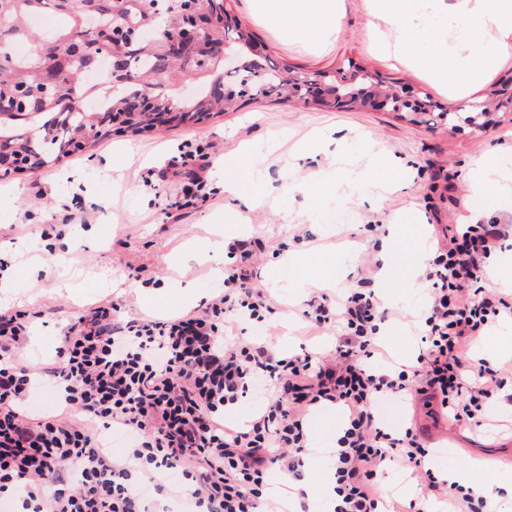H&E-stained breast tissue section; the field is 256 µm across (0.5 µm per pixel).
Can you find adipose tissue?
<instances>
[{"label":"adipose tissue","mask_w":512,"mask_h":512,"mask_svg":"<svg viewBox=\"0 0 512 512\" xmlns=\"http://www.w3.org/2000/svg\"><path fill=\"white\" fill-rule=\"evenodd\" d=\"M254 5L284 23L290 39L332 33L340 19L337 0H254ZM368 7L402 25L395 42L379 45L387 57L424 70L432 82L448 84L461 99L484 86L489 64L512 50V0H457L455 11L464 23L456 55L449 54L445 36L430 33L427 22L410 21L408 0H368ZM488 29L500 35L495 45L481 43Z\"/></svg>","instance_id":"adipose-tissue-1"}]
</instances>
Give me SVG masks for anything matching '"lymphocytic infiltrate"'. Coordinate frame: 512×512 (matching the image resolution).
<instances>
[{"instance_id":"f902f5d3","label":"lymphocytic infiltrate","mask_w":512,"mask_h":512,"mask_svg":"<svg viewBox=\"0 0 512 512\" xmlns=\"http://www.w3.org/2000/svg\"><path fill=\"white\" fill-rule=\"evenodd\" d=\"M511 239V224L449 225L423 275L422 349L410 367L370 364L389 315L370 266L355 288L312 297L302 312L314 326L335 330V360L227 339L226 319L261 323L277 312L251 285L249 240L229 244L239 260L225 268L223 292L200 309L122 323L120 304H99L71 320L56 363L37 372L12 360L28 336L25 312L0 310V502L18 512H168L174 499L189 512H288L268 476L276 470L286 483L303 480L307 417L336 405L346 423L328 455L335 512H380L376 479L390 461L424 474L420 496L392 512H428L432 499L449 512H500L495 501L424 469L429 450L418 432L385 430L379 408L418 393L460 422L494 396L512 402L502 370L468 357L479 336L512 319V297L481 284L487 260ZM43 381L61 413L26 412ZM258 384L262 409L244 422L226 421V410ZM117 429L131 438L120 453L104 442ZM174 473L179 481H171Z\"/></svg>"}]
</instances>
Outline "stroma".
Masks as SVG:
<instances>
[{"instance_id": "stroma-1", "label": "stroma", "mask_w": 512, "mask_h": 512, "mask_svg": "<svg viewBox=\"0 0 512 512\" xmlns=\"http://www.w3.org/2000/svg\"><path fill=\"white\" fill-rule=\"evenodd\" d=\"M267 56L305 71H365L411 86L446 108L459 101L431 83L424 71L387 59L378 40L395 41L394 23L371 13L366 0H343L334 34L319 40L285 38L277 23L249 0H225ZM195 147L210 155L208 201L168 219L183 200L185 176L162 177L174 157ZM497 154L503 168L476 198L469 180L475 163ZM242 160L232 169L234 160ZM237 194L224 190L225 180ZM486 206V224H512V113L475 132L447 123L410 122L408 113L325 110L296 102L246 101L236 112L201 124L170 126L144 136H115L72 154L36 174L0 181V307L33 313L30 338L17 355L31 367L54 361L64 327L107 301L122 305V319H168L197 308L222 291L224 276L207 259L225 240H255L254 280L278 312L272 318L275 349L308 350L332 357L334 333L313 331L301 316L314 282L327 293L350 287L363 259L379 261L383 226L401 276L379 273L380 292L400 290L401 317L383 346L400 364L415 362L414 332L428 302L414 270L435 250V226L468 222ZM81 216L64 235L53 234L62 208ZM289 266L291 276L277 271ZM143 267L149 284L132 277ZM396 428L430 423L438 436L424 465L441 473L476 464L478 480L503 492L512 512V407L489 400L479 421L455 422L438 406L416 401L385 409ZM343 424L339 409L323 408L309 420L313 466L306 471L308 498L320 502L313 483L329 470L324 449Z\"/></svg>"}]
</instances>
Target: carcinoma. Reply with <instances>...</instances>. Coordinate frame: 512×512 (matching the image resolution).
I'll return each instance as SVG.
<instances>
[{
	"mask_svg": "<svg viewBox=\"0 0 512 512\" xmlns=\"http://www.w3.org/2000/svg\"><path fill=\"white\" fill-rule=\"evenodd\" d=\"M188 8L211 17L206 31L210 58L203 68L172 59L165 47L168 34L183 21ZM46 12L56 15L59 24L41 38L28 22ZM224 16V0H169V15L162 23L148 11L145 0H0V52L8 53L12 64L0 68V96L26 95L25 118H0V137L12 140L16 154L29 162L27 172L35 174L69 154L64 145L74 136L92 135L91 148L108 138L100 132L99 120L114 112L130 113L125 132L135 137L154 131L160 113L181 112L184 122L196 124L202 116L234 109L254 95L245 86L254 65L246 56L245 68L234 71V79H226ZM150 25L159 28L157 35L148 32L113 48L124 59L122 68H110L101 81L89 83L88 76L99 71L104 61L96 44L112 41L117 28L140 30ZM16 41L30 44L27 57L14 54ZM56 46L69 48L72 59L68 70L56 76L53 96L45 98L40 89L49 78L47 60ZM292 74L288 65L266 61L260 96L287 102ZM179 80L200 81L204 88L194 98L180 99L171 91Z\"/></svg>",
	"mask_w": 512,
	"mask_h": 512,
	"instance_id": "obj_1",
	"label": "carcinoma"
}]
</instances>
